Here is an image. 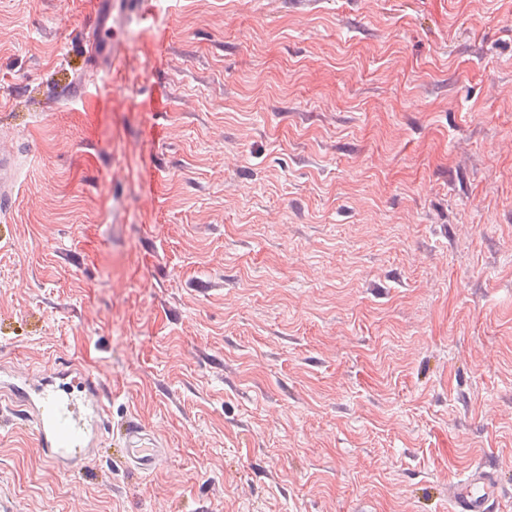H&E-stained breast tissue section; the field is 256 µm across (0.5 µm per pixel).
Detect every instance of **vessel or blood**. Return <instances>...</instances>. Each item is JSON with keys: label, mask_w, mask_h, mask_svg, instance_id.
<instances>
[{"label": "vessel or blood", "mask_w": 512, "mask_h": 512, "mask_svg": "<svg viewBox=\"0 0 512 512\" xmlns=\"http://www.w3.org/2000/svg\"><path fill=\"white\" fill-rule=\"evenodd\" d=\"M81 41L85 71L99 80H110L127 60V31L144 21L154 0H88ZM21 179L12 148L0 147V214L16 201ZM12 400L20 403L36 427L38 446L46 461L67 470L88 460L95 452L107 413L103 384L73 364L57 368L53 381L9 385ZM126 462L143 472L154 471L163 453L154 438L136 423L128 424L123 436ZM494 486L488 470L475 469L466 480L454 484L448 499L452 512H490Z\"/></svg>", "instance_id": "1"}]
</instances>
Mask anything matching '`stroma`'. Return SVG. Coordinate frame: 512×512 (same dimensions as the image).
Listing matches in <instances>:
<instances>
[{
	"instance_id": "1",
	"label": "stroma",
	"mask_w": 512,
	"mask_h": 512,
	"mask_svg": "<svg viewBox=\"0 0 512 512\" xmlns=\"http://www.w3.org/2000/svg\"><path fill=\"white\" fill-rule=\"evenodd\" d=\"M83 0H0V378L100 377L13 512H512V0H162L112 83ZM165 456H122L127 419ZM21 179L16 155L11 147H0V214H6L16 201V187ZM494 486L491 472L475 469L466 480L454 484L448 500L453 512H489Z\"/></svg>"
}]
</instances>
